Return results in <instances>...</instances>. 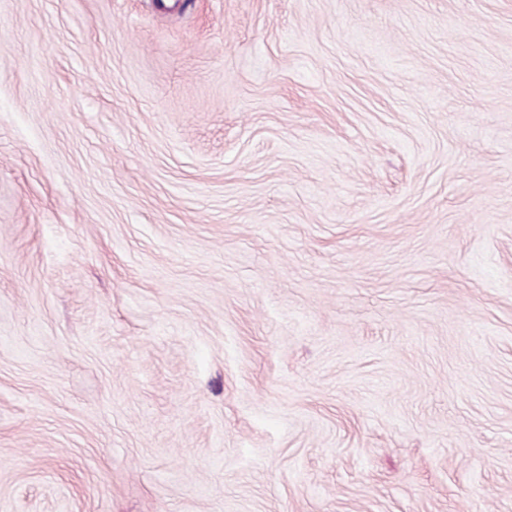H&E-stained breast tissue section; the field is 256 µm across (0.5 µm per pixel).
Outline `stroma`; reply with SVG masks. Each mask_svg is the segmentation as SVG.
<instances>
[{
    "mask_svg": "<svg viewBox=\"0 0 512 512\" xmlns=\"http://www.w3.org/2000/svg\"><path fill=\"white\" fill-rule=\"evenodd\" d=\"M0 512H512V0H0Z\"/></svg>",
    "mask_w": 512,
    "mask_h": 512,
    "instance_id": "obj_1",
    "label": "stroma"
}]
</instances>
